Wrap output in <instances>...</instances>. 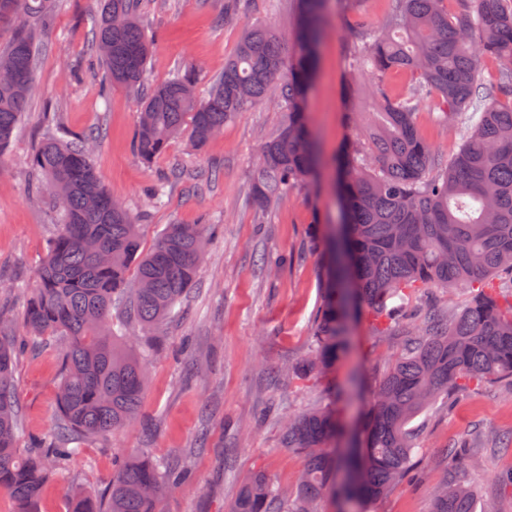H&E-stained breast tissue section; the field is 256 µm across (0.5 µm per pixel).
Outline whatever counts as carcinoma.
Segmentation results:
<instances>
[{
  "instance_id": "cac0c4a2",
  "label": "carcinoma",
  "mask_w": 512,
  "mask_h": 512,
  "mask_svg": "<svg viewBox=\"0 0 512 512\" xmlns=\"http://www.w3.org/2000/svg\"><path fill=\"white\" fill-rule=\"evenodd\" d=\"M0 29V157L27 111L38 60V41L28 19L47 29L60 0H5ZM99 16L91 48L109 81L141 89L135 149L146 163L164 153L184 129L195 150L247 108L274 94L285 112L282 126L263 142L251 189L257 213L285 194L312 183L320 165L305 114L316 65V48L328 21L330 0H297L295 32L288 36L258 23L241 37L224 72L211 80L203 100L196 75L177 71L143 87L151 57L140 23L143 0H97ZM393 0L384 27L350 12L354 41L351 73L373 80L375 109L357 111L359 89L346 84L351 123L361 136L345 143L334 160L341 222L331 233L315 227L310 247L320 254L321 299L313 319L310 357L292 366L307 377L330 371L346 354L348 322L365 307L381 317L387 303L418 288L473 290L458 310H427L415 332L402 334V348L369 403L356 448L336 453L345 431L331 408L290 417L283 447L305 455L295 492L275 487L261 470L242 485L231 512H317L326 497L339 512L387 493L410 466L415 430L411 421L439 394L474 382H512V0ZM499 62L497 79L483 80L485 59ZM405 70L413 91L392 97L385 77ZM434 95L440 122L461 133L462 144L442 158L420 133L415 115ZM97 130L81 136L43 138L30 158L37 179L31 195L58 200L60 229L51 239L20 316L30 347L64 340L53 432L18 447L14 362L19 344L0 336V491L18 512H38L45 483L77 452L71 444L107 437L134 423L148 365L130 344L129 330H152L175 314L194 285L206 241L216 225L170 224L144 249L140 223L108 193L90 159ZM175 168L150 193L162 203L166 186L183 179ZM466 438L453 442L445 461L467 463ZM186 478L176 464L145 456L122 460L112 474L105 506L82 494L71 512H161L166 494ZM432 512H475L473 492L439 486Z\"/></svg>"
}]
</instances>
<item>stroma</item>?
<instances>
[{
    "label": "stroma",
    "mask_w": 512,
    "mask_h": 512,
    "mask_svg": "<svg viewBox=\"0 0 512 512\" xmlns=\"http://www.w3.org/2000/svg\"><path fill=\"white\" fill-rule=\"evenodd\" d=\"M225 0H144L140 14L153 43L147 84L173 70L196 69L199 93L235 52L244 31L268 23L289 31L294 0H252L247 11L228 15ZM96 27L92 0H64L54 24L40 32L42 52L30 109L4 160L0 161V314L20 310V291L31 285L46 243L54 232L56 206L29 198V158L55 129L82 135L103 129L92 162L106 189L142 217V242L151 247L167 225L210 219L219 234L209 240L194 286L180 313L141 344H155L149 382L134 425L107 438H89L79 455L44 486L39 512H67L75 489L107 498L112 470L132 455L145 454L184 466L187 482L164 501L163 512H229L240 488L256 469L273 483L294 488L305 467L303 455L282 448L286 417L318 406L336 410L342 422L359 426L371 395L398 350L382 336L372 313L354 327V350L335 371L310 379L275 378L276 370L304 358L312 348L311 321L320 302L322 265L307 244L314 222L336 224L340 212L331 170L316 187L290 193L258 217L250 190L262 141L285 119L275 100L256 104L224 125L203 151L180 135L165 153L144 163L134 149L138 98L109 85L90 51ZM352 41L343 14L331 12L322 36L309 103V116L325 157L354 135L342 108L345 59ZM440 103L422 102L416 122L436 153L447 157L461 139L440 124ZM202 175L200 187L173 183L162 204H152L148 187L174 166ZM218 181H207L211 168ZM291 255L288 267L261 269L260 253ZM59 340L42 351L17 355L14 375L23 427L21 447L57 421L56 387L61 372ZM416 450L405 478L372 501L369 512H431L442 479L475 490L478 512H512V454L494 449L496 435L512 431V387L502 382L470 386L453 398L437 397L413 422ZM469 437L471 461L449 472L442 454Z\"/></svg>",
    "instance_id": "obj_1"
}]
</instances>
